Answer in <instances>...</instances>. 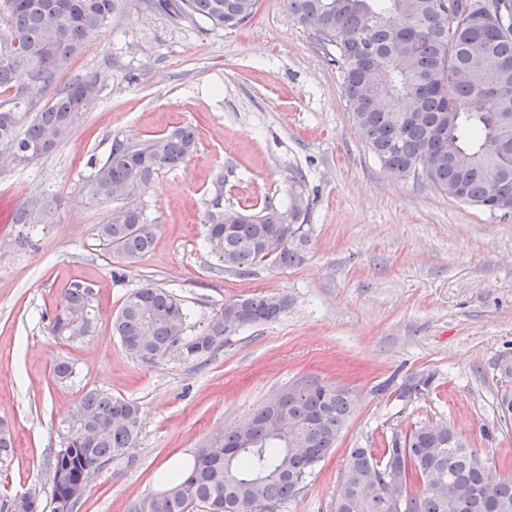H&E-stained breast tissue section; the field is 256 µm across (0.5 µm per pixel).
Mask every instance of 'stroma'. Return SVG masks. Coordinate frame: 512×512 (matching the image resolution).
Masks as SVG:
<instances>
[{
    "label": "stroma",
    "mask_w": 512,
    "mask_h": 512,
    "mask_svg": "<svg viewBox=\"0 0 512 512\" xmlns=\"http://www.w3.org/2000/svg\"><path fill=\"white\" fill-rule=\"evenodd\" d=\"M95 73L105 82L84 125L38 161L0 172V418L13 439L0 502L31 488L50 502L47 463L93 388L136 402L142 421L135 448L89 481L79 512H127L160 491L168 461L196 454L303 378L348 388L357 406L278 512H334L348 449L379 447L392 430L426 421L448 423L494 476H512V422L495 412L494 369L512 356V211L389 174L351 120L340 69L283 0H258L253 19L216 31L124 9L57 81ZM186 125L197 132L194 154L139 194L157 226L154 248L113 281L96 236L111 206L89 204L87 182L114 140ZM298 171L309 201L303 261L224 271L202 246L203 212L285 207ZM38 194L58 200L44 223H11L15 203ZM146 283L183 299L196 332L241 296L280 295L288 307L208 359L175 351L146 363L112 330L125 294ZM76 284L91 291L94 325L63 341L49 319ZM61 361L74 369L64 383L52 376ZM410 377L429 387L409 403L382 389Z\"/></svg>",
    "instance_id": "stroma-1"
}]
</instances>
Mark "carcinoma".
<instances>
[{
	"label": "carcinoma",
	"mask_w": 512,
	"mask_h": 512,
	"mask_svg": "<svg viewBox=\"0 0 512 512\" xmlns=\"http://www.w3.org/2000/svg\"><path fill=\"white\" fill-rule=\"evenodd\" d=\"M132 0H0V169L25 166L50 153L84 122L97 100L103 79L97 74L58 88L44 104L39 95L51 88L58 71L85 42L112 24V16ZM167 18L203 22L211 29L236 27L257 12L258 0H141ZM289 16L308 30L322 49L335 51L342 69L351 118L375 157L401 178L417 176L422 157L425 180L448 197L491 212L512 209V136L498 153L484 147L497 136L499 116L512 113V0H285ZM385 70L389 90L366 84L369 59ZM25 74L24 84L16 82ZM196 147V131L183 126L138 143L116 140L106 162L86 186V199L119 201L97 239L115 264L112 277L125 278L123 267L153 249L156 225L147 222L137 196L160 171L184 163ZM264 207L255 213L224 211L204 215V241L224 270L247 274L259 264L293 266L303 260L308 242L307 208ZM39 195L20 204L12 222L35 226L53 207ZM293 223H283L284 215ZM287 298L243 296L224 303L196 335L186 334L191 313L166 288L148 283L130 291L113 328L131 357L156 362L174 351L199 359L222 347L226 322L239 329L278 319ZM95 311L89 293L64 292L49 321L52 334L66 341L90 332ZM499 420L512 419V359L497 365ZM426 379L409 380L392 391L395 400L420 397ZM355 400L342 387L316 379L301 380L261 404L248 423L224 432L227 459L198 449L195 466L172 478L159 500L144 496L128 512H277L296 496L317 464L336 446L351 418ZM76 413L85 425L68 426L63 449L48 470L51 512L70 482L88 483L112 459L135 447L140 407L99 389L87 391ZM305 448L301 454L297 449ZM427 471L451 484L448 496L420 484ZM335 512H512V476L491 479L487 462L467 448L448 425L424 422L392 436L380 448H351L342 468Z\"/></svg>",
	"instance_id": "cac0c4a2"
}]
</instances>
